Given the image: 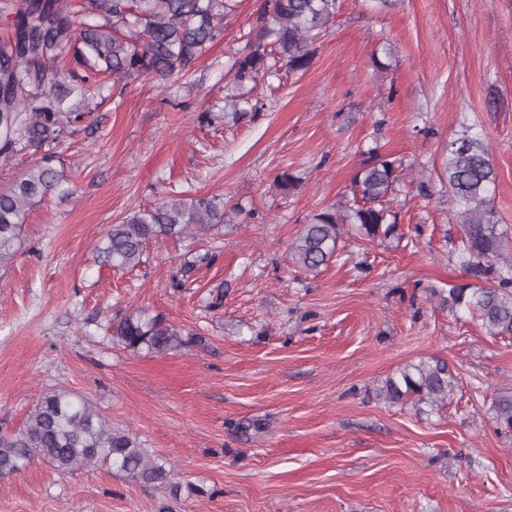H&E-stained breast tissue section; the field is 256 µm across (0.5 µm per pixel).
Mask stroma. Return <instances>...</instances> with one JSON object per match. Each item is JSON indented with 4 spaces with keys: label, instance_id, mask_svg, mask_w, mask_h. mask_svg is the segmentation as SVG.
Listing matches in <instances>:
<instances>
[{
    "label": "stroma",
    "instance_id": "35a3bbf8",
    "mask_svg": "<svg viewBox=\"0 0 512 512\" xmlns=\"http://www.w3.org/2000/svg\"><path fill=\"white\" fill-rule=\"evenodd\" d=\"M262 3L238 0L187 76L105 91L58 148L72 195L30 212L0 269V431L40 394L68 391L196 493L36 460L0 477V512H512V433L492 409L512 394V338L437 296L466 279L444 173L466 129L486 137L512 241V0H339L311 66L247 83L261 108L227 123L229 70ZM373 146L402 162L389 194L400 238L347 228L337 260L302 271L291 244L351 199ZM285 170L299 179L289 193L276 183ZM171 191L244 212L214 237L149 245L123 274L95 261L110 225ZM138 307L202 344H113L110 323ZM435 361L455 380L438 408L379 397L405 365Z\"/></svg>",
    "mask_w": 512,
    "mask_h": 512
}]
</instances>
